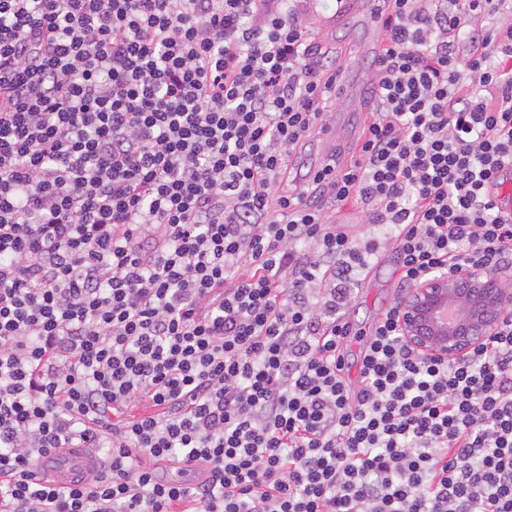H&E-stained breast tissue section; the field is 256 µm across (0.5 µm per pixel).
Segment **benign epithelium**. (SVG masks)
Returning <instances> with one entry per match:
<instances>
[{
  "instance_id": "benign-epithelium-1",
  "label": "benign epithelium",
  "mask_w": 512,
  "mask_h": 512,
  "mask_svg": "<svg viewBox=\"0 0 512 512\" xmlns=\"http://www.w3.org/2000/svg\"><path fill=\"white\" fill-rule=\"evenodd\" d=\"M506 270L492 276L472 271L460 280L452 272L428 278L401 303L400 328L406 340L423 353L441 359H460L497 328L512 306Z\"/></svg>"
}]
</instances>
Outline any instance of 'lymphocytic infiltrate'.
Instances as JSON below:
<instances>
[{
	"instance_id": "f902f5d3",
	"label": "lymphocytic infiltrate",
	"mask_w": 512,
	"mask_h": 512,
	"mask_svg": "<svg viewBox=\"0 0 512 512\" xmlns=\"http://www.w3.org/2000/svg\"><path fill=\"white\" fill-rule=\"evenodd\" d=\"M299 2L0 0V512H512V313L448 361L394 303L344 359L382 252L402 294L512 268V0H388L364 138L302 186L336 77ZM327 213L329 220H334L338 224H349L352 226L357 233H361L364 230L365 225H368L366 215L361 212L359 208L347 205H337L332 200L324 197L320 200ZM103 473L104 466L92 448L49 450L39 466V477L49 478L59 487L71 486L76 480L82 485Z\"/></svg>"
}]
</instances>
